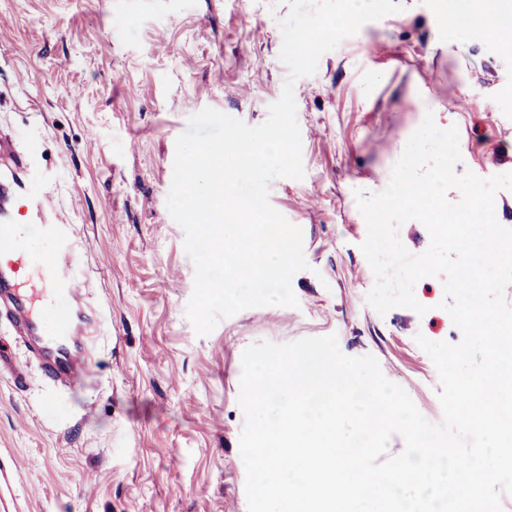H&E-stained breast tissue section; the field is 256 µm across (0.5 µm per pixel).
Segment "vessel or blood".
Wrapping results in <instances>:
<instances>
[{"mask_svg": "<svg viewBox=\"0 0 512 512\" xmlns=\"http://www.w3.org/2000/svg\"><path fill=\"white\" fill-rule=\"evenodd\" d=\"M0 291L12 305L8 319L15 335L45 341L53 350L43 358L45 376L73 390L88 378V368L72 358L79 337L88 335L96 317L79 307L85 284L75 276V242L68 224L49 208L37 190L40 174L19 147L18 136L0 131ZM38 278L37 298L22 282Z\"/></svg>", "mask_w": 512, "mask_h": 512, "instance_id": "1", "label": "vessel or blood"}]
</instances>
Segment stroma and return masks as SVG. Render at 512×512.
<instances>
[{
	"label": "stroma",
	"instance_id": "stroma-1",
	"mask_svg": "<svg viewBox=\"0 0 512 512\" xmlns=\"http://www.w3.org/2000/svg\"><path fill=\"white\" fill-rule=\"evenodd\" d=\"M402 2L294 83L305 175L273 180L269 201L303 231L297 306L248 308L200 336L185 315L194 265L166 206L175 140L207 107L266 120L289 76L287 0H0V128L89 243L78 272L101 316L76 392L0 318V349L24 371L0 368V512H248L238 397L242 354L261 340L337 335L441 422L415 337L461 340L439 307L445 277L417 282L425 314H378L355 192L386 188L430 107L435 122L454 115L456 172H512V53L481 28L449 29V11L480 0Z\"/></svg>",
	"mask_w": 512,
	"mask_h": 512
}]
</instances>
